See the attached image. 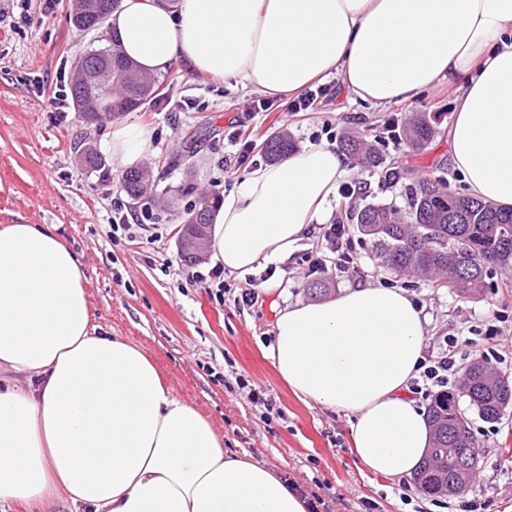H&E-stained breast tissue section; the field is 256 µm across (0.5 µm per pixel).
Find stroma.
<instances>
[{"instance_id":"obj_1","label":"stroma","mask_w":512,"mask_h":512,"mask_svg":"<svg viewBox=\"0 0 512 512\" xmlns=\"http://www.w3.org/2000/svg\"><path fill=\"white\" fill-rule=\"evenodd\" d=\"M70 6V0H0V225H53L84 266L99 332L140 347L174 395L212 423L226 450L282 474L304 495L319 497L318 512H466L472 503L484 512H512V407L489 423L468 400H460L480 450L478 470L469 490L444 502L419 492L412 480L363 469L351 451L348 416L295 396L267 355L277 311L312 299L304 255L313 250L326 261L320 278L334 290L378 283L404 289L427 319L424 356H439L452 336L458 367L483 355L512 375V272L495 271L481 298L462 299L427 282L395 278L360 237L358 269L344 271L312 226L288 259L245 273L225 271L228 290L223 299L214 298L198 279L213 267L212 257L192 266L177 247L178 226L194 195L181 196L172 207L145 208L128 198L117 163H110L105 180L80 165V145L99 144L112 124L87 125L68 100L59 109L51 104L56 92L67 90L74 61L97 44L96 32L71 25ZM160 82L156 103L119 118L147 131L144 159L159 188L177 189L189 177L202 191L229 190L253 168L248 162L231 170L224 162L228 136L239 130L257 144L281 130L300 147L336 144L343 133L371 139L391 117L423 112L436 130L429 145L390 147L387 155L407 169L409 181L439 175L450 189H467L451 169L448 131L455 103L447 86L376 107L349 95L334 73L326 80L327 97L313 110L294 114L284 100L270 111H254L257 94L201 76L185 63ZM347 177L367 184L354 205L407 203L404 184L384 182L377 169L353 163ZM118 201L127 217L150 214V224L113 232ZM249 283L259 294L251 307L237 301ZM495 316L506 334L491 343L485 324ZM240 376L272 399L274 415L238 388Z\"/></svg>"}]
</instances>
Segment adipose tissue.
Here are the masks:
<instances>
[{
	"label": "adipose tissue",
	"instance_id": "1",
	"mask_svg": "<svg viewBox=\"0 0 512 512\" xmlns=\"http://www.w3.org/2000/svg\"><path fill=\"white\" fill-rule=\"evenodd\" d=\"M106 23L151 74L183 60L274 98L334 72L375 106L449 84L455 170L473 196L512 208V0H123ZM147 141L119 125L102 148L129 167ZM346 173L325 143L258 164L214 214V261L248 271L287 257ZM85 280L52 226L0 225V504L41 512L58 492L77 512H308L293 483L225 451L140 348L98 334ZM425 335L404 290L349 287L279 311L269 353L299 399L351 416L364 469L405 478L430 446L409 395Z\"/></svg>",
	"mask_w": 512,
	"mask_h": 512
}]
</instances>
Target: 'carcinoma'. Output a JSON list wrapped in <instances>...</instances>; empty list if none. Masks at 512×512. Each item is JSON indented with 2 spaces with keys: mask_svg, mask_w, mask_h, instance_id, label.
Wrapping results in <instances>:
<instances>
[{
  "mask_svg": "<svg viewBox=\"0 0 512 512\" xmlns=\"http://www.w3.org/2000/svg\"><path fill=\"white\" fill-rule=\"evenodd\" d=\"M110 0H95L96 7L86 13L71 10L70 21L81 31L100 27L99 17L110 14ZM105 44L88 50L81 59L88 69L87 79L70 83V95L75 109L90 101L101 104L105 115L84 112L82 117L91 124L133 112L152 102L160 87L158 77L143 73L125 58L116 41L103 38ZM435 129L421 113L410 117L398 128V137L407 147L420 150L434 138ZM342 151L359 164L382 169L384 180L399 183L405 173L396 162L387 160L379 139L367 141L346 135L340 140ZM297 150L287 132L271 134L260 144V152L272 162L280 161ZM79 161L88 173L108 176L106 160L91 146L79 151ZM124 190L135 201L149 204L166 202L157 197L155 183L147 168H136L122 175ZM218 197L206 194L188 207L182 218L186 242L181 256L187 262L197 261L198 239L210 233V216ZM349 221L358 233L371 242L383 267L396 276L424 279L437 288L465 298L480 297L487 288V279L496 268L512 267V210H503L469 195L453 192L440 177L425 179L407 187V206L403 209L388 205H367L349 213ZM512 386V377L495 371L484 360H478L472 370L464 373L458 392L440 393L428 407L432 431V447L466 450L475 444L471 430L458 428V397L468 398L469 404L485 421L502 417L512 405V396L505 385ZM464 463L447 465L430 453L413 482L425 495L441 493V479L458 476Z\"/></svg>",
  "mask_w": 512,
  "mask_h": 512,
  "instance_id": "cac0c4a2",
  "label": "carcinoma"
}]
</instances>
